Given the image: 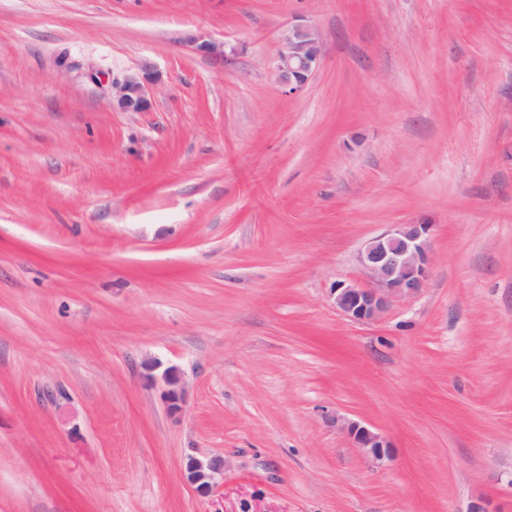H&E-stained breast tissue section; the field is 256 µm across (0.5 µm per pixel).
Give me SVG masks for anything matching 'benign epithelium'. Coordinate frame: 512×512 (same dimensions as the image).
Here are the masks:
<instances>
[{
	"label": "benign epithelium",
	"instance_id": "benign-epithelium-1",
	"mask_svg": "<svg viewBox=\"0 0 512 512\" xmlns=\"http://www.w3.org/2000/svg\"><path fill=\"white\" fill-rule=\"evenodd\" d=\"M322 57L318 28L308 20L297 19L281 34V49L270 64L271 75L288 94H297L316 74ZM158 79L159 74L145 66L112 83V104L124 112L147 111L149 91ZM431 230L432 225L424 222L391 224L367 241L358 254L367 280L363 284L337 282L331 288L336 309L348 320L365 324L380 318L394 303L420 294L431 271ZM162 381L168 409L181 410V375L167 369ZM336 427L369 463L382 466L391 459V444L380 433L354 421L340 420ZM223 471L224 460L218 457L191 458L185 475L197 494L207 497Z\"/></svg>",
	"mask_w": 512,
	"mask_h": 512
}]
</instances>
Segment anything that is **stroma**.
Listing matches in <instances>:
<instances>
[{"mask_svg":"<svg viewBox=\"0 0 512 512\" xmlns=\"http://www.w3.org/2000/svg\"><path fill=\"white\" fill-rule=\"evenodd\" d=\"M417 221L425 288L347 320L333 285ZM481 507L512 512V0H0V512ZM322 57L318 28L297 19L281 34V49L270 64L271 75L289 95L300 93L320 68ZM159 74L145 66L139 72L112 83V104L124 112H146L150 107L149 91ZM162 381L166 387L163 398L172 412L181 410L183 380L176 369H167L162 374ZM343 432L359 453L372 465L383 466L391 459V444L380 433L354 421H337ZM223 471L224 460L218 457L191 458L187 462L185 475L197 494L207 497L217 486V478Z\"/></svg>","mask_w":512,"mask_h":512,"instance_id":"obj_1","label":"stroma"}]
</instances>
